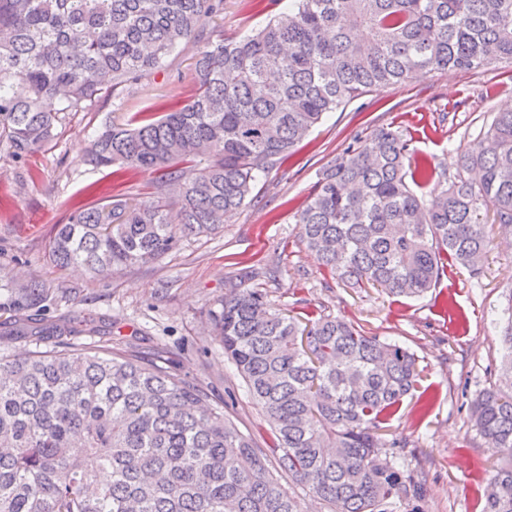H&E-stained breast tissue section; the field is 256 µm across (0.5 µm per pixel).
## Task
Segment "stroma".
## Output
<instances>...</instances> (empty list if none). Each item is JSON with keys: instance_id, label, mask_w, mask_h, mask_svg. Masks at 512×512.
<instances>
[{"instance_id": "35a3bbf8", "label": "stroma", "mask_w": 512, "mask_h": 512, "mask_svg": "<svg viewBox=\"0 0 512 512\" xmlns=\"http://www.w3.org/2000/svg\"><path fill=\"white\" fill-rule=\"evenodd\" d=\"M270 16L262 0H224V12L201 22L203 34L235 40ZM196 46L179 48L134 93L63 119L54 140L23 159L0 143V284L38 275L74 289L69 308L104 316L113 344L135 343L145 353L176 351L174 364L189 382L267 446L270 429L246 386L213 340L207 316L228 279L262 289L273 309L307 320L327 312L366 335L399 342L418 358L423 379L388 421L402 440L405 470L424 491L418 512H482L481 482L497 462L470 423V405L500 380L503 344L494 321L512 293V248L498 225L479 279L449 268L423 298H392L377 288H350L317 264L299 237L294 213L323 169L354 138L382 127L406 129L420 158L456 174L460 148L477 144L495 113L512 109V65L464 72L434 70L372 89L327 113L291 157L256 183L251 201L214 235L189 237L157 260L107 277L57 270L48 259L53 225L78 207L147 192L154 180L134 170L117 178L84 162L92 138L109 122L159 116L188 100Z\"/></svg>"}]
</instances>
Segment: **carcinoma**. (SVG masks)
I'll return each mask as SVG.
<instances>
[{"label":"carcinoma","instance_id":"obj_1","mask_svg":"<svg viewBox=\"0 0 512 512\" xmlns=\"http://www.w3.org/2000/svg\"><path fill=\"white\" fill-rule=\"evenodd\" d=\"M224 0H0V142L22 158L68 112L134 92L199 36ZM512 63V0H289L252 34L207 38L195 94L158 119L107 125L87 162L156 174L148 199L72 211L49 261L110 275L149 263L240 210L268 173L321 122L373 88L419 72ZM400 128L348 145L294 216L318 264L353 288L419 298L448 265L477 278L492 244L485 218L512 231V111L497 112L453 179L431 164L407 182ZM73 291L32 278L0 292L1 336L53 348L0 355V512H393L417 499L382 434L419 380L408 349L331 314L301 323L259 288L227 281L211 335L236 366L272 432L261 448L166 351L71 341L101 317L44 312ZM502 328L504 379L479 393L471 419L504 457L482 512H512V296ZM78 445L81 455L71 452Z\"/></svg>","mask_w":512,"mask_h":512}]
</instances>
